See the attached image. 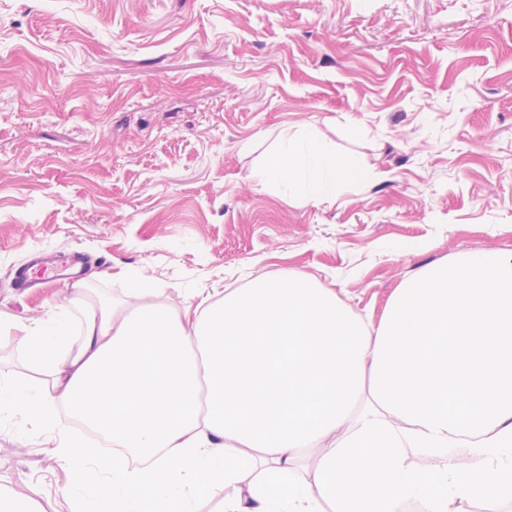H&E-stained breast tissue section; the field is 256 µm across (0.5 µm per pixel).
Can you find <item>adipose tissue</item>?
Listing matches in <instances>:
<instances>
[{"label": "adipose tissue", "instance_id": "ef3b65f1", "mask_svg": "<svg viewBox=\"0 0 512 512\" xmlns=\"http://www.w3.org/2000/svg\"><path fill=\"white\" fill-rule=\"evenodd\" d=\"M360 173L311 131L283 135L258 184L319 202ZM27 330L43 384L0 382V412L53 429L82 484L88 452L66 409L122 447L96 512H188L207 480L224 512H489L512 502V255L426 266L379 322L287 270L195 288L175 307L132 282L121 300L74 285ZM468 448L476 464L452 454Z\"/></svg>", "mask_w": 512, "mask_h": 512}]
</instances>
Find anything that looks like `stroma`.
Returning a JSON list of instances; mask_svg holds the SVG:
<instances>
[{
    "label": "stroma",
    "instance_id": "stroma-1",
    "mask_svg": "<svg viewBox=\"0 0 512 512\" xmlns=\"http://www.w3.org/2000/svg\"><path fill=\"white\" fill-rule=\"evenodd\" d=\"M308 128L359 168L321 202L254 171ZM75 250L93 297L315 275L379 320L429 262L512 254V0H0V380L34 381L25 325L72 277L14 267ZM31 415L0 418V489L90 512Z\"/></svg>",
    "mask_w": 512,
    "mask_h": 512
}]
</instances>
